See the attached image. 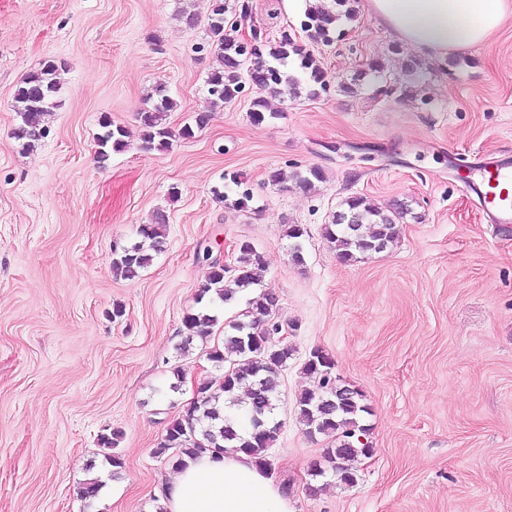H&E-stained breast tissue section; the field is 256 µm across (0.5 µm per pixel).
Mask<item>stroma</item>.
<instances>
[{"mask_svg": "<svg viewBox=\"0 0 512 512\" xmlns=\"http://www.w3.org/2000/svg\"><path fill=\"white\" fill-rule=\"evenodd\" d=\"M210 4L0 0V512H159L174 469L152 450L195 381L211 378L208 351L263 289L278 295L275 319L291 325L296 350L269 451L294 512H512V231L490 224L470 188L480 158L512 162V18L487 42L432 62L356 0L344 37L314 50L329 91L271 99L274 118L257 122L251 84L209 104ZM305 7L253 0L254 20L273 38L297 34ZM185 9L198 14L195 27L179 20ZM47 59L66 64L57 106L24 150L11 136L14 92ZM376 59L384 76L342 91ZM389 80L411 83L412 95L386 96ZM160 88L176 103L168 128L200 112L209 121L146 152L137 114ZM104 115L125 128L128 147L101 164ZM309 167L324 178L308 190L268 179ZM356 195L410 213L386 250L344 263L323 227ZM160 212L162 251L139 278L116 275L114 248L139 242L140 225ZM292 224L308 232L300 264ZM240 240L266 261L260 286L222 306L211 337L181 352L209 257L234 264ZM315 348L362 389L374 452L355 462V486L332 480L312 493L310 466L334 444L309 439L295 413ZM113 429L115 471L98 442ZM93 478L102 491L81 498Z\"/></svg>", "mask_w": 512, "mask_h": 512, "instance_id": "obj_1", "label": "stroma"}]
</instances>
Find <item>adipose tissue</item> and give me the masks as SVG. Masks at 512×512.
Returning a JSON list of instances; mask_svg holds the SVG:
<instances>
[{
	"instance_id": "1",
	"label": "adipose tissue",
	"mask_w": 512,
	"mask_h": 512,
	"mask_svg": "<svg viewBox=\"0 0 512 512\" xmlns=\"http://www.w3.org/2000/svg\"><path fill=\"white\" fill-rule=\"evenodd\" d=\"M400 42L433 61L486 41L512 16V0H368ZM170 512H293L281 488L240 452L204 454L167 482Z\"/></svg>"
}]
</instances>
